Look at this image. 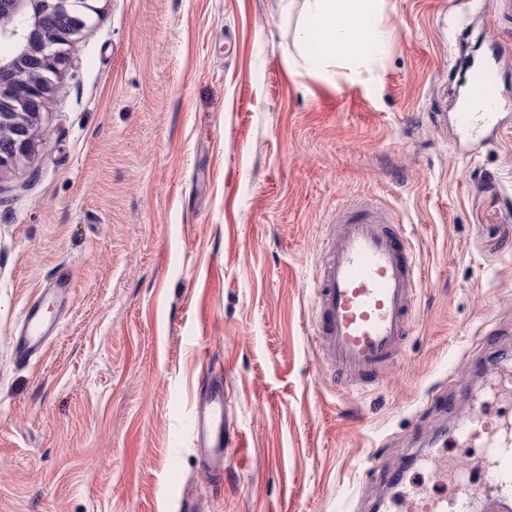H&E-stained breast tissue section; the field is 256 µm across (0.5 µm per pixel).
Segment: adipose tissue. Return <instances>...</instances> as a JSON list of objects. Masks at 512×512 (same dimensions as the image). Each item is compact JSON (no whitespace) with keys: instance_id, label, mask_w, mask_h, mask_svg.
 I'll return each mask as SVG.
<instances>
[{"instance_id":"obj_1","label":"adipose tissue","mask_w":512,"mask_h":512,"mask_svg":"<svg viewBox=\"0 0 512 512\" xmlns=\"http://www.w3.org/2000/svg\"><path fill=\"white\" fill-rule=\"evenodd\" d=\"M384 0H304L295 39L308 65L319 70L368 67L383 48L388 31L380 21Z\"/></svg>"}]
</instances>
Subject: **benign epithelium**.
Wrapping results in <instances>:
<instances>
[{
  "mask_svg": "<svg viewBox=\"0 0 512 512\" xmlns=\"http://www.w3.org/2000/svg\"><path fill=\"white\" fill-rule=\"evenodd\" d=\"M96 8L75 0H0V15L20 23L0 29L13 52L0 56V172L29 157L47 97L57 89L64 46L79 35Z\"/></svg>",
  "mask_w": 512,
  "mask_h": 512,
  "instance_id": "obj_1",
  "label": "benign epithelium"
}]
</instances>
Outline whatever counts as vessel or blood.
I'll list each match as a JSON object with an SVG mask.
<instances>
[{
    "instance_id": "b4317fda",
    "label": "vessel or blood",
    "mask_w": 512,
    "mask_h": 512,
    "mask_svg": "<svg viewBox=\"0 0 512 512\" xmlns=\"http://www.w3.org/2000/svg\"><path fill=\"white\" fill-rule=\"evenodd\" d=\"M468 72L467 99L480 109L458 113L457 122L463 132L472 134L497 120L492 108L501 70L497 58L483 56L469 63ZM419 277L403 227L368 209L344 213L331 227L315 281V348L351 381L377 384L411 334ZM51 328L41 304H28L22 312L17 357L24 359L41 350ZM194 430L210 441L212 469L221 471L224 450L236 435L230 429L220 384H213L200 399ZM455 441L479 447L481 453L451 469L445 460H431L429 467L435 474L452 471L454 493L422 496L403 490L400 503L405 512H470L471 501L479 496L494 506L512 499V418L476 407L458 417Z\"/></svg>"
}]
</instances>
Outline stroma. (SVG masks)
I'll return each mask as SVG.
<instances>
[{"label": "stroma", "instance_id": "1", "mask_svg": "<svg viewBox=\"0 0 512 512\" xmlns=\"http://www.w3.org/2000/svg\"><path fill=\"white\" fill-rule=\"evenodd\" d=\"M30 158L0 174V512H395L405 458L512 346V0H384L377 64L302 60L303 0H94ZM499 45L501 124L463 138L465 60ZM421 267L379 386L310 341L326 229L365 204ZM64 299L46 291L57 276ZM59 330L16 359L24 306ZM239 445L204 472L201 388ZM447 393L450 407L432 401Z\"/></svg>", "mask_w": 512, "mask_h": 512}]
</instances>
